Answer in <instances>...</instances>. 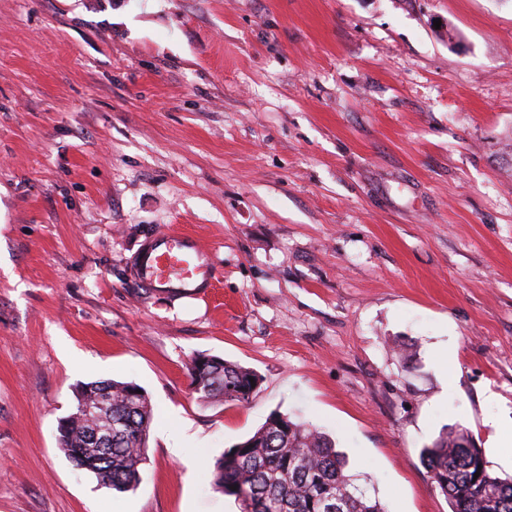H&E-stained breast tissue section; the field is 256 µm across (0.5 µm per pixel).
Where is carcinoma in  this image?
Masks as SVG:
<instances>
[{"mask_svg": "<svg viewBox=\"0 0 512 512\" xmlns=\"http://www.w3.org/2000/svg\"><path fill=\"white\" fill-rule=\"evenodd\" d=\"M190 385L212 403L244 405L260 376L249 367L200 354L188 365ZM139 385L98 380L79 385L74 406L85 401L106 408L88 417L71 411L58 427V442L75 467L117 492L142 480L153 411ZM112 431V445L98 448L94 433ZM433 487L450 512H512V478L490 470L481 449L462 428L451 427L420 451ZM212 489L235 497L241 512H387L355 484L346 457L326 433L289 415L272 414L251 436L225 451L208 471Z\"/></svg>", "mask_w": 512, "mask_h": 512, "instance_id": "carcinoma-1", "label": "carcinoma"}]
</instances>
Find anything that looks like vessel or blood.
<instances>
[{
  "mask_svg": "<svg viewBox=\"0 0 512 512\" xmlns=\"http://www.w3.org/2000/svg\"><path fill=\"white\" fill-rule=\"evenodd\" d=\"M129 280L145 293L195 297L215 288L217 271L211 252L195 236L169 229L145 237L132 258Z\"/></svg>",
  "mask_w": 512,
  "mask_h": 512,
  "instance_id": "vessel-or-blood-1",
  "label": "vessel or blood"
}]
</instances>
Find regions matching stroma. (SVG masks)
Returning <instances> with one entry per match:
<instances>
[{"mask_svg": "<svg viewBox=\"0 0 512 512\" xmlns=\"http://www.w3.org/2000/svg\"><path fill=\"white\" fill-rule=\"evenodd\" d=\"M171 226L208 297L129 283ZM97 380L152 405L132 492L58 445ZM275 412L386 512H449L443 429L512 428V0H0V512H240L205 475ZM188 373L193 391L199 398L212 403L247 404L260 382V376L253 369L207 354L192 357ZM249 377L254 382H250ZM251 383H255V387ZM246 391L247 396L243 395Z\"/></svg>", "mask_w": 512, "mask_h": 512, "instance_id": "1", "label": "stroma"}]
</instances>
